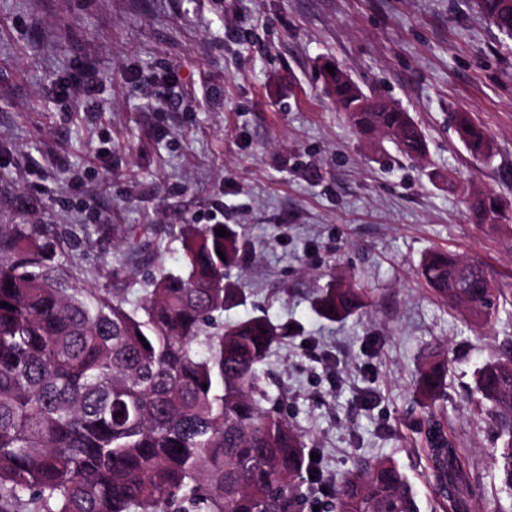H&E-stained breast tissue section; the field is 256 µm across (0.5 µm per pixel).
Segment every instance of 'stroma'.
<instances>
[{"mask_svg": "<svg viewBox=\"0 0 512 512\" xmlns=\"http://www.w3.org/2000/svg\"><path fill=\"white\" fill-rule=\"evenodd\" d=\"M88 61L99 94L54 98ZM329 65L409 112L426 156L357 134ZM459 110L491 133V160L458 139ZM471 191L498 195L506 220L476 224ZM24 216L64 230L67 256L101 286L182 269V225H229L245 242L230 278L246 302L224 318L288 326L263 367L268 406L329 489L388 461L418 512H441L432 412L470 459L476 501L512 512L475 392L482 365L512 348V305L478 332L417 273L442 248L512 282V40L472 0H0V224ZM334 274L367 292L342 321L314 309ZM435 352L451 363L429 400L414 375Z\"/></svg>", "mask_w": 512, "mask_h": 512, "instance_id": "1", "label": "stroma"}]
</instances>
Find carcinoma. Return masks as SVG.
Listing matches in <instances>:
<instances>
[{"label":"carcinoma","instance_id":"cac0c4a2","mask_svg":"<svg viewBox=\"0 0 512 512\" xmlns=\"http://www.w3.org/2000/svg\"><path fill=\"white\" fill-rule=\"evenodd\" d=\"M512 39V0H476ZM338 68L328 75L336 105L369 139L377 126L410 159L427 153L409 113L361 112ZM466 150L488 161L493 142L466 112L454 115ZM478 224H499L490 193L468 199ZM217 224L182 225L184 267L96 287L58 253L51 225L0 224V512H301L312 462L288 419L264 408L260 371L288 336L265 316L217 318L242 301L226 271L241 244ZM223 255H218V252ZM444 250L420 272L450 308L488 325L512 285L480 263ZM365 303L356 282H331L317 297L326 318L346 319ZM445 362L423 365L417 391L439 393ZM476 389L491 404L502 442L493 461L512 487V352L482 367ZM443 512H472L469 459L433 420L426 434ZM328 512H417L401 473L363 462L331 493Z\"/></svg>","mask_w":512,"mask_h":512}]
</instances>
